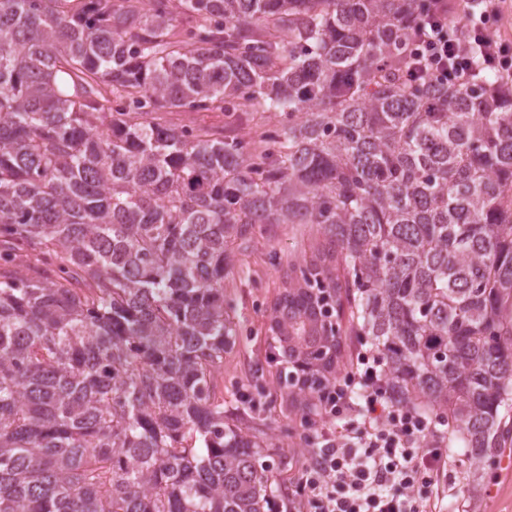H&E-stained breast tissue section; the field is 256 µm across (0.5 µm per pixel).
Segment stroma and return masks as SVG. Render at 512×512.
Here are the masks:
<instances>
[{"mask_svg": "<svg viewBox=\"0 0 512 512\" xmlns=\"http://www.w3.org/2000/svg\"><path fill=\"white\" fill-rule=\"evenodd\" d=\"M175 126L208 127L233 134L251 146L273 122L265 117L223 112H193L173 109L163 116ZM322 240L315 224H258L239 248L224 278V295L230 314L240 326L239 338L224 356L215 373L216 397L225 411L234 413L241 427L249 429L268 446L279 467L273 477L280 484V502H287L294 489L299 458L306 444L315 443L321 419L291 406L289 389L279 383V365L272 361L269 330L272 306L292 271L308 261ZM459 463L455 489L442 503L443 512H512V470L495 457L483 468H470L463 449H453Z\"/></svg>", "mask_w": 512, "mask_h": 512, "instance_id": "obj_1", "label": "stroma"}]
</instances>
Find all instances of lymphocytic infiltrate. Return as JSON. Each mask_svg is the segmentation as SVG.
<instances>
[{
  "mask_svg": "<svg viewBox=\"0 0 512 512\" xmlns=\"http://www.w3.org/2000/svg\"><path fill=\"white\" fill-rule=\"evenodd\" d=\"M505 0H460L457 21L447 0L422 16L412 78L461 82L473 70L512 81V41L491 33ZM317 414L330 424L313 456L299 463L296 495L303 512H437L454 489L448 453L432 419L395 407L379 360L360 352L321 394Z\"/></svg>",
  "mask_w": 512,
  "mask_h": 512,
  "instance_id": "1",
  "label": "lymphocytic infiltrate"
}]
</instances>
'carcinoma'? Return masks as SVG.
<instances>
[{
	"label": "carcinoma",
	"instance_id": "1",
	"mask_svg": "<svg viewBox=\"0 0 512 512\" xmlns=\"http://www.w3.org/2000/svg\"><path fill=\"white\" fill-rule=\"evenodd\" d=\"M0 0V512H270L224 415V277L257 224L322 243L275 359L342 335L479 467L512 443V89L410 78L428 0ZM278 112L260 151L160 114Z\"/></svg>",
	"mask_w": 512,
	"mask_h": 512
}]
</instances>
